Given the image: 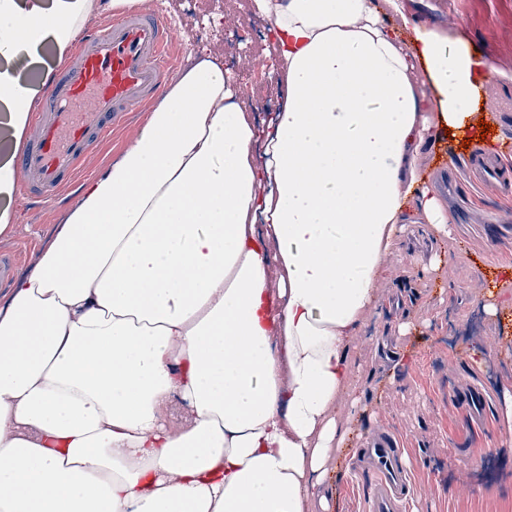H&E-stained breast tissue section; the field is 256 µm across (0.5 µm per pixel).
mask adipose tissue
<instances>
[{
	"instance_id": "adipose-tissue-1",
	"label": "adipose tissue",
	"mask_w": 512,
	"mask_h": 512,
	"mask_svg": "<svg viewBox=\"0 0 512 512\" xmlns=\"http://www.w3.org/2000/svg\"><path fill=\"white\" fill-rule=\"evenodd\" d=\"M142 2L0 0V234L55 64L90 15ZM253 7L284 88L268 128L197 54L13 280L0 512H334L366 418L353 340L405 225L450 236L420 160L470 130L496 73L466 43L391 28L402 0Z\"/></svg>"
}]
</instances>
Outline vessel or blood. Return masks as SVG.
I'll return each instance as SVG.
<instances>
[{
  "label": "vessel or blood",
  "instance_id": "1",
  "mask_svg": "<svg viewBox=\"0 0 512 512\" xmlns=\"http://www.w3.org/2000/svg\"><path fill=\"white\" fill-rule=\"evenodd\" d=\"M168 29L158 16L139 10L89 35L76 60L61 68L34 118L35 134L15 166L30 193L42 202L75 181L89 152L113 125L141 108L171 71L166 61ZM469 168L483 184L512 191V168L495 151L472 156ZM371 478L367 512H408L414 489L389 434L372 436L361 450Z\"/></svg>",
  "mask_w": 512,
  "mask_h": 512
}]
</instances>
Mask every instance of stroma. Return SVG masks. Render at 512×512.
Here are the masks:
<instances>
[{
    "label": "stroma",
    "instance_id": "1",
    "mask_svg": "<svg viewBox=\"0 0 512 512\" xmlns=\"http://www.w3.org/2000/svg\"><path fill=\"white\" fill-rule=\"evenodd\" d=\"M416 23L435 29L449 43L465 42L496 70L498 78L480 90L477 119L493 121L491 136H456L424 154L427 176L459 159L505 144L512 147V0H406ZM145 8L177 32L168 49L176 70L188 64L190 50L217 53L236 86L244 111L257 121L282 100L278 64L267 37L269 19L252 0H145ZM150 107L127 116L83 180L102 173L148 119ZM78 197L66 188L51 203L14 195L10 229L0 235V255L11 256L17 273L30 272L61 227ZM455 215V238H438L430 225L410 224L400 250L388 260L377 285L380 304L353 344L364 397L371 414L366 433L389 430L399 441L403 463L416 485L411 512H512V430L499 406L503 387L512 388V287L497 289L500 265H512V195L458 176L443 188ZM500 224L491 235V224ZM444 257L433 272L434 256ZM497 290L501 318L485 315L481 301ZM413 321L408 336L397 333ZM405 344L410 358L396 376L383 347ZM485 353L483 365L471 363L473 349ZM486 396L485 420L473 430L456 396L470 386ZM362 441H353L337 462V512H364L369 481L353 474Z\"/></svg>",
    "mask_w": 512,
    "mask_h": 512
}]
</instances>
